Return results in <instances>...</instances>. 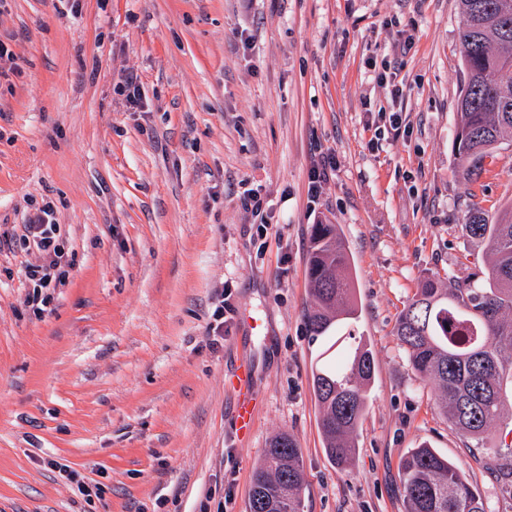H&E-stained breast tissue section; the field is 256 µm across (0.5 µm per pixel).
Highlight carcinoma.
<instances>
[{"instance_id": "carcinoma-1", "label": "carcinoma", "mask_w": 512, "mask_h": 512, "mask_svg": "<svg viewBox=\"0 0 512 512\" xmlns=\"http://www.w3.org/2000/svg\"><path fill=\"white\" fill-rule=\"evenodd\" d=\"M458 40L464 88L457 110L455 145L459 175L469 184L486 171L504 134L512 133V0H458ZM462 235L491 256L483 277L444 288L434 276L421 280L400 312L394 335L416 373L435 383L441 414L468 439L478 440L504 418L507 383H512V207L495 223L473 206ZM349 255L335 224H316L311 234L308 277L314 306L306 316L313 339L328 338L339 321L356 319ZM374 363L360 340L337 357H325L313 373L325 452L343 470L355 454L354 437L370 400ZM476 461L512 454L470 448ZM405 512H486L463 467L422 446L400 465ZM299 445L281 432L253 477L248 512H303Z\"/></svg>"}]
</instances>
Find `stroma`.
I'll return each mask as SVG.
<instances>
[{
  "mask_svg": "<svg viewBox=\"0 0 512 512\" xmlns=\"http://www.w3.org/2000/svg\"><path fill=\"white\" fill-rule=\"evenodd\" d=\"M460 25L458 0H0L16 64L0 76V225L50 201L72 264L37 316L21 276L36 252L0 254V512H247L281 431L299 443L304 512H405L399 464L423 444L464 463L488 512H512L502 473L470 460L393 334L424 277L485 271L459 232L471 204L493 218L512 205V139L477 182L457 176ZM129 75L137 105L120 93ZM379 110L409 129L373 149ZM327 152L336 168L310 193ZM249 189L261 214L241 205ZM315 224L340 229L359 307L346 329L375 361L345 473L312 390ZM225 288L235 312L214 349ZM242 354L257 364L247 436L230 419ZM230 294L231 293L228 288L225 291L222 289L217 297L215 309L212 314L213 322L209 323L207 334L211 347L218 345V338H221L222 340L224 339V313L231 311L230 304L228 303ZM211 337L213 338L211 339Z\"/></svg>",
  "mask_w": 512,
  "mask_h": 512,
  "instance_id": "1",
  "label": "stroma"
}]
</instances>
